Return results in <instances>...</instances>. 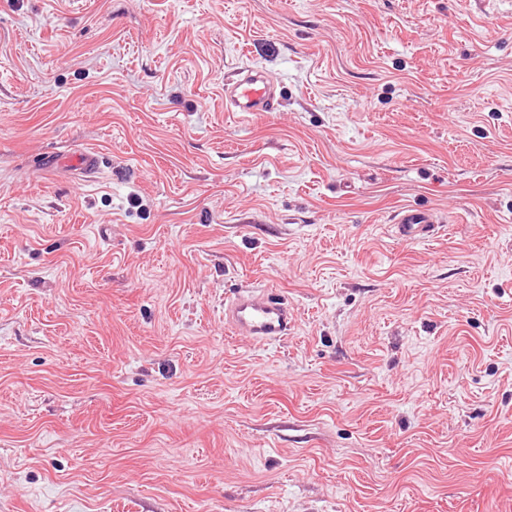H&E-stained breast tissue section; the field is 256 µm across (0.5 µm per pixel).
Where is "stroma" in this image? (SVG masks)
Instances as JSON below:
<instances>
[{
  "instance_id": "35a3bbf8",
  "label": "stroma",
  "mask_w": 512,
  "mask_h": 512,
  "mask_svg": "<svg viewBox=\"0 0 512 512\" xmlns=\"http://www.w3.org/2000/svg\"><path fill=\"white\" fill-rule=\"evenodd\" d=\"M0 512H512V0H0ZM278 104V83L268 73L248 70L235 83L224 85L228 112H273ZM65 162L67 167L77 171L83 177H94L100 167V158L97 151L84 149L69 153ZM438 223L432 213L425 210L403 209L397 215L395 232L402 241L421 242L433 237ZM288 302L268 289L242 290L224 303V323L238 336L269 343L288 335Z\"/></svg>"
}]
</instances>
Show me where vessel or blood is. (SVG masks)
Listing matches in <instances>:
<instances>
[{
    "label": "vessel or blood",
    "mask_w": 512,
    "mask_h": 512,
    "mask_svg": "<svg viewBox=\"0 0 512 512\" xmlns=\"http://www.w3.org/2000/svg\"><path fill=\"white\" fill-rule=\"evenodd\" d=\"M278 104V83L261 70L247 71L235 83L224 87V108L229 112H271ZM65 162L85 177L98 172L97 151L84 149L69 153ZM438 223L425 210L399 212L395 232L403 241L421 242L436 233ZM293 315L286 300L266 289L242 290L224 304V323L238 336L269 343L287 336Z\"/></svg>",
    "instance_id": "obj_1"
}]
</instances>
